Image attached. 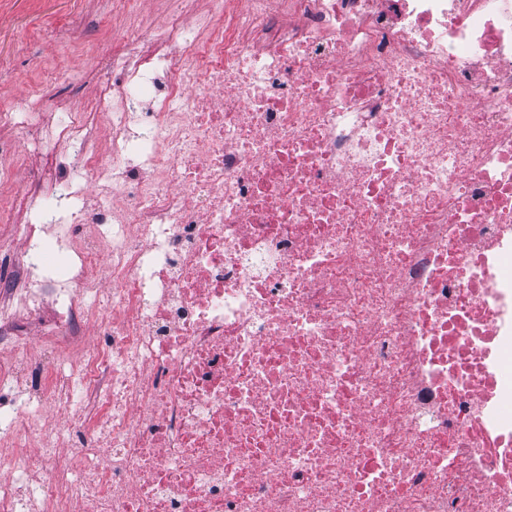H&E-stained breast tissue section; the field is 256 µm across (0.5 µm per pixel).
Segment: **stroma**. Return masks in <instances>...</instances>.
Wrapping results in <instances>:
<instances>
[{
	"label": "stroma",
	"mask_w": 512,
	"mask_h": 512,
	"mask_svg": "<svg viewBox=\"0 0 512 512\" xmlns=\"http://www.w3.org/2000/svg\"><path fill=\"white\" fill-rule=\"evenodd\" d=\"M164 21L160 0H139L132 15L114 0H0V101L19 109L53 83L58 101L78 106L94 96L99 65L125 28Z\"/></svg>",
	"instance_id": "obj_1"
}]
</instances>
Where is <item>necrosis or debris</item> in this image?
Returning <instances> with one entry per match:
<instances>
[{
	"label": "necrosis or debris",
	"mask_w": 512,
	"mask_h": 512,
	"mask_svg": "<svg viewBox=\"0 0 512 512\" xmlns=\"http://www.w3.org/2000/svg\"><path fill=\"white\" fill-rule=\"evenodd\" d=\"M121 39L9 203L0 512H512V0Z\"/></svg>",
	"instance_id": "1"
}]
</instances>
